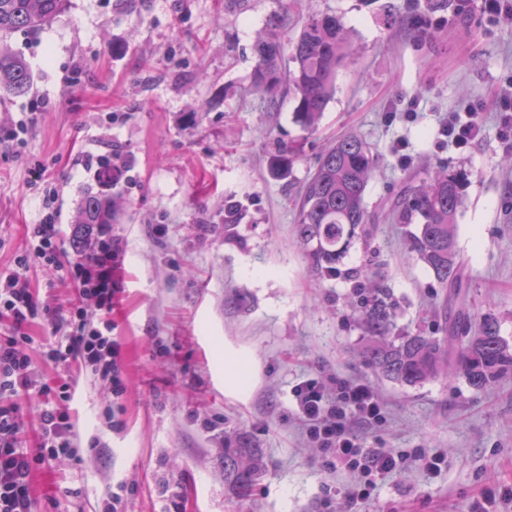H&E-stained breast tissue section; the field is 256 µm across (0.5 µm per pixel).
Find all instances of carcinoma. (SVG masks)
I'll list each match as a JSON object with an SVG mask.
<instances>
[{"label":"carcinoma","mask_w":512,"mask_h":512,"mask_svg":"<svg viewBox=\"0 0 512 512\" xmlns=\"http://www.w3.org/2000/svg\"><path fill=\"white\" fill-rule=\"evenodd\" d=\"M70 0H0V92L23 95L33 83L30 66L13 50L15 33L37 35L47 29L69 6ZM258 62L253 83L268 94V107L276 109L279 93L288 89L296 101V115L307 128L317 124L336 88L338 70L347 62L351 48L340 18L330 12L314 14L302 26L292 46V67L282 69L281 44L270 34L256 45ZM376 168L370 147L357 135L345 134L318 159L304 182L297 213L298 238L309 247L312 268L336 274V263L359 235H367L370 215L365 192ZM461 175L429 174L409 187L391 212L401 224H416L411 249L433 272L448 296L463 286V260L455 238L456 216L462 204ZM111 199L98 193L83 198L74 223L76 236L84 224L112 223ZM359 281L354 289L365 342L359 349L363 365L376 375L415 386L439 376H463L483 390L512 373V345L490 317L472 327L459 314L448 319V335L390 337L391 305L367 266L351 274ZM224 470L232 486L244 492L260 471L258 462L245 451L224 455Z\"/></svg>","instance_id":"1"}]
</instances>
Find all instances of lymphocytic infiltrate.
Returning <instances> with one entry per match:
<instances>
[{"label":"lymphocytic infiltrate","mask_w":512,"mask_h":512,"mask_svg":"<svg viewBox=\"0 0 512 512\" xmlns=\"http://www.w3.org/2000/svg\"><path fill=\"white\" fill-rule=\"evenodd\" d=\"M482 130L483 115L470 105L464 111L449 113L442 127L449 146L457 150L470 149L480 139ZM54 202V196L43 197L41 219L29 229V249L19 257L15 270L0 277V294L5 297L1 305L21 330L18 336L0 340V372L7 374L6 379H0V393L35 386L28 373L31 358L22 349L30 341L23 329L37 314L27 271L31 262L56 259L57 229L51 210ZM87 233L93 236L96 248L72 263L70 279L89 306L91 321L86 333L59 337L48 356L57 363L77 361L94 368L110 379L112 392L119 397L124 393L121 348L112 338L110 315L112 299L119 288L112 277V261L120 246L112 238L110 225H90ZM38 389L49 403L41 415L42 432L54 440L52 446H41L39 455L52 457L59 449L68 448L75 437L72 424L62 421L50 406L55 399H69V389L65 386L55 389L46 384ZM292 395L295 416L307 438L323 450V468L330 472L356 473L359 480L347 495L356 503L369 499L378 479L397 467L393 453L361 447L354 431L356 425L370 426L383 420V407L372 388L361 381L343 382L331 396L317 378L310 377L296 384ZM21 424L15 411L0 409V512H34L30 475L36 457L10 442Z\"/></svg>","instance_id":"obj_1"}]
</instances>
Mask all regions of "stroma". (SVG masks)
<instances>
[{
	"instance_id": "stroma-1",
	"label": "stroma",
	"mask_w": 512,
	"mask_h": 512,
	"mask_svg": "<svg viewBox=\"0 0 512 512\" xmlns=\"http://www.w3.org/2000/svg\"><path fill=\"white\" fill-rule=\"evenodd\" d=\"M340 16L358 48L336 76L315 129L281 96L277 111L253 84L261 37L283 56L309 15ZM33 85L0 96V271L15 269L56 189L58 261L31 264L38 315L28 331L36 387L12 396L25 426L18 447L40 446L38 384L72 381L60 409L74 425L70 451L37 464L35 512H467L512 485V374L476 390L464 378L401 385L358 360L364 334L348 271L370 262L395 304L392 335L441 337L458 307L488 316L512 343V167L497 106L512 77V21L480 0H70L37 36L14 35ZM481 105L483 135L448 148V113ZM32 119L20 143L10 136ZM352 133L379 164L365 192L368 240H356L327 277L311 267L295 226L300 190L320 152ZM297 149L290 172L272 166ZM128 168L111 189L120 284L112 336L121 345L125 394L85 367L45 358L44 343L78 328L68 263L72 220L100 191V159ZM462 173L456 217L463 304L410 249V227L388 218L412 176ZM240 224L224 228V205ZM315 376L371 385L381 423L358 428L363 447L405 455L371 497L345 495L354 475L326 471L322 451L293 413L291 389ZM261 461L248 496L224 478L225 447ZM434 455L430 474L414 460Z\"/></svg>"
}]
</instances>
